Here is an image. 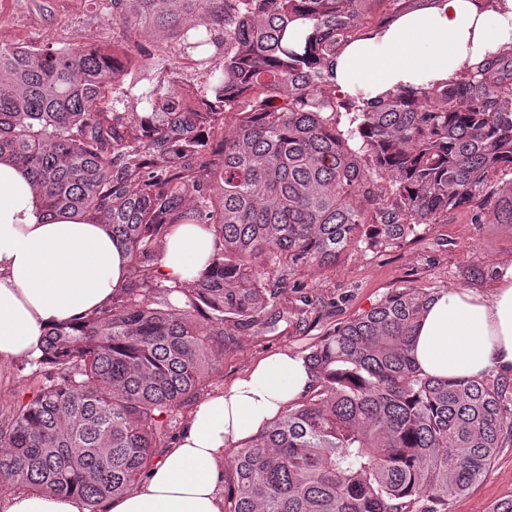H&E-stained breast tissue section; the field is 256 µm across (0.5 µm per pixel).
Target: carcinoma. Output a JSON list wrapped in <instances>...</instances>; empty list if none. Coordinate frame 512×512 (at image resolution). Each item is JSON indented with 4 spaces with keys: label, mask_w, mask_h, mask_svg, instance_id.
Returning <instances> with one entry per match:
<instances>
[{
    "label": "carcinoma",
    "mask_w": 512,
    "mask_h": 512,
    "mask_svg": "<svg viewBox=\"0 0 512 512\" xmlns=\"http://www.w3.org/2000/svg\"><path fill=\"white\" fill-rule=\"evenodd\" d=\"M196 2L102 0L131 37L178 33L169 60L224 49L198 59L212 83L143 94L145 122L107 107L134 44H0V163L26 173L44 216L104 224L130 256L110 307L48 329L33 390L0 425V480L88 512L143 476L173 412L221 376L225 322L280 321L295 268L455 211L512 224V186L492 180L512 173V51L413 96L339 100L325 94L337 51L399 0H206L188 29ZM299 20L311 32L296 46ZM229 112L236 133L205 149L200 128ZM175 224L209 225L217 253L194 282L156 288L149 258ZM433 297L398 290L310 348L306 399L232 452L225 512H448L484 476L512 446V384L419 373L412 339Z\"/></svg>",
    "instance_id": "carcinoma-1"
}]
</instances>
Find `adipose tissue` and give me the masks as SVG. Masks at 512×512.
Masks as SVG:
<instances>
[{
	"mask_svg": "<svg viewBox=\"0 0 512 512\" xmlns=\"http://www.w3.org/2000/svg\"><path fill=\"white\" fill-rule=\"evenodd\" d=\"M512 48V0H425L392 22L365 31L333 60L334 88L375 100L454 81ZM27 175L0 163V370L39 356L47 330L105 309L122 288L128 253L106 225L46 220ZM217 251L202 224H178L165 236L160 272L187 284ZM414 360L433 378L512 375V266L490 295L460 288L436 296L413 340ZM314 377L305 358L281 352L254 364L190 413L179 437L138 482L100 501L98 512H224V454L302 400ZM0 512H87L76 496L16 490Z\"/></svg>",
	"mask_w": 512,
	"mask_h": 512,
	"instance_id": "adipose-tissue-1",
	"label": "adipose tissue"
}]
</instances>
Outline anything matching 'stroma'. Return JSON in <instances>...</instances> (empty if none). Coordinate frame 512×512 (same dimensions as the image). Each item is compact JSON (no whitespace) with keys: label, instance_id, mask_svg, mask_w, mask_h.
I'll list each match as a JSON object with an SVG mask.
<instances>
[{"label":"stroma","instance_id":"35a3bbf8","mask_svg":"<svg viewBox=\"0 0 512 512\" xmlns=\"http://www.w3.org/2000/svg\"><path fill=\"white\" fill-rule=\"evenodd\" d=\"M122 30L108 23L97 0H0V44L57 47L82 41L111 46L124 41ZM165 34L153 32L136 40L144 62L132 68L114 92L113 111L133 116L146 112L140 97L154 86L179 93L189 83L207 81L197 65L176 66L166 60ZM512 265V224H474L468 214L449 213L444 224H423L406 241L381 250L359 244L336 265H307L291 275L292 285L277 300L288 317L273 328L241 330L225 322L231 342L216 387L242 375L252 363L276 353H308L311 346L340 324L377 306L402 288L444 292L467 288L488 294L498 269ZM512 496V446L500 449L482 479L465 495L448 503V512H490Z\"/></svg>","mask_w":512,"mask_h":512}]
</instances>
